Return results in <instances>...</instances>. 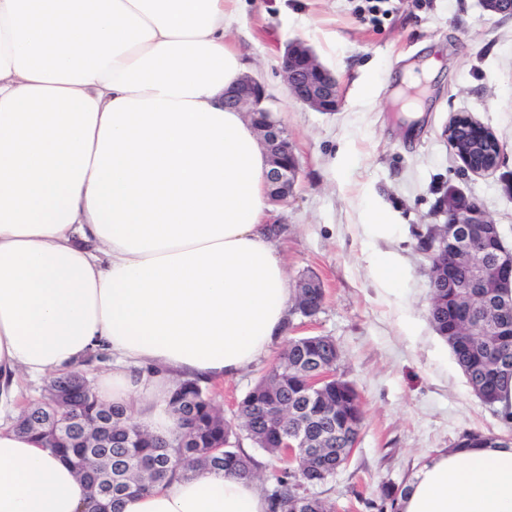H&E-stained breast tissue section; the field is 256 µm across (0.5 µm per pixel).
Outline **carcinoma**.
<instances>
[{
  "instance_id": "carcinoma-1",
  "label": "carcinoma",
  "mask_w": 512,
  "mask_h": 512,
  "mask_svg": "<svg viewBox=\"0 0 512 512\" xmlns=\"http://www.w3.org/2000/svg\"><path fill=\"white\" fill-rule=\"evenodd\" d=\"M469 304L472 315L481 322L477 334L453 335L461 322L451 315L450 308L459 304L446 292L432 295L429 320L451 345L467 383L494 407L512 383V315L500 313L497 296L491 290ZM104 360L105 352H91L81 368L62 370L56 377L86 376L94 362ZM337 364L330 337L289 340L278 364L239 402L237 427L224 419L198 377L175 383L167 399L177 422L168 438L127 422L123 408L99 401L91 395V388L79 385L67 387V402L62 407L44 396L22 408L17 427L40 438L46 450L87 482L89 496L84 512H118L129 492H147L170 481L178 471L192 476L210 469L254 478L260 463L240 448V431L279 460L286 433L300 428L310 436L315 430H324L334 437L325 459L318 461L323 479L302 478V466L294 461L276 469L264 494L268 512H332L313 489L325 484L349 458L345 437L362 428L363 412L352 383L337 378L315 393L308 389V378L319 368L334 369ZM496 440L495 436L471 431L464 433L457 445L487 447ZM403 494V489L384 486L379 501L366 505L377 512H398Z\"/></svg>"
}]
</instances>
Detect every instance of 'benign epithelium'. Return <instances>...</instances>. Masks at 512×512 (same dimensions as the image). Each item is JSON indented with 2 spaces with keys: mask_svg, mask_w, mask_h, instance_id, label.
I'll return each instance as SVG.
<instances>
[{
  "mask_svg": "<svg viewBox=\"0 0 512 512\" xmlns=\"http://www.w3.org/2000/svg\"><path fill=\"white\" fill-rule=\"evenodd\" d=\"M482 6L491 14L512 16V0H482ZM282 73L286 91L294 100L319 112L336 111L340 98L336 77L304 42L287 45ZM268 99L265 84L248 75L226 97V103L252 115L269 154L270 198L280 204L288 198L295 183L298 161L287 132L265 107ZM443 136L466 170L485 173L499 167L502 147L498 139L489 128L470 117L455 116L443 130ZM435 214L443 222L434 225L433 235L425 243L426 253L440 266L431 272L432 288L456 287L455 270L463 264L469 272L468 287L498 288L503 308L511 307L512 249L504 245L502 236H496L493 261L474 263V257L487 250L482 225L493 223L491 217L476 201L453 190L439 198Z\"/></svg>",
  "mask_w": 512,
  "mask_h": 512,
  "instance_id": "benign-epithelium-1",
  "label": "benign epithelium"
}]
</instances>
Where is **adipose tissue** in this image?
Wrapping results in <instances>:
<instances>
[{
  "instance_id": "1",
  "label": "adipose tissue",
  "mask_w": 512,
  "mask_h": 512,
  "mask_svg": "<svg viewBox=\"0 0 512 512\" xmlns=\"http://www.w3.org/2000/svg\"><path fill=\"white\" fill-rule=\"evenodd\" d=\"M241 0H0V512H81L86 484L7 412L17 377L103 348L99 400L171 433L176 376L232 377L286 333L267 148L224 93ZM121 512H267L204 472ZM400 512H512V442L426 461Z\"/></svg>"
}]
</instances>
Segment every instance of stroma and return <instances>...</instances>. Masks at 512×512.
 <instances>
[{
  "mask_svg": "<svg viewBox=\"0 0 512 512\" xmlns=\"http://www.w3.org/2000/svg\"><path fill=\"white\" fill-rule=\"evenodd\" d=\"M363 4L244 0L237 39L299 164L288 199L273 208L286 226L276 245L290 282L316 276L325 295L315 316H291L287 337H331L341 353L336 373L354 384L364 410L353 454L317 490L333 512H371L366 503L382 486H407L463 432L512 436V422L475 396L429 321V261L418 244L452 188L478 201L512 248V17L489 15L480 0H388L375 23ZM295 39L338 78L337 111L287 95L280 57ZM433 60L438 68L408 88L406 77ZM459 114L496 134L497 170L462 172L443 137ZM373 207L390 215V231L366 224ZM383 256L406 273L390 290L376 279ZM286 339L237 377L208 383L226 420L235 421Z\"/></svg>",
  "mask_w": 512,
  "mask_h": 512,
  "instance_id": "stroma-1",
  "label": "stroma"
}]
</instances>
